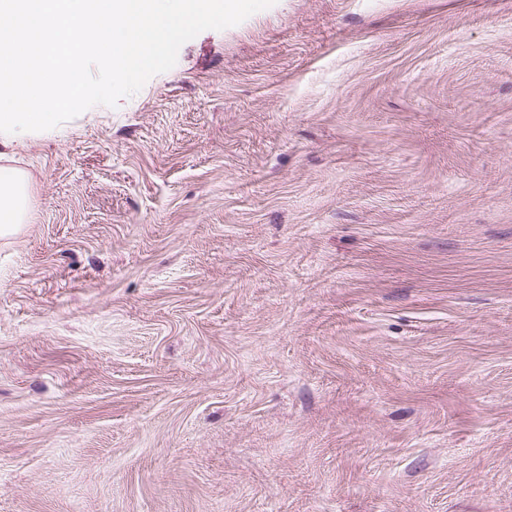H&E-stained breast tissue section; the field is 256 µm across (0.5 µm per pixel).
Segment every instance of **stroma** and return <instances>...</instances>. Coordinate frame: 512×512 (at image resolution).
<instances>
[{
  "instance_id": "35a3bbf8",
  "label": "stroma",
  "mask_w": 512,
  "mask_h": 512,
  "mask_svg": "<svg viewBox=\"0 0 512 512\" xmlns=\"http://www.w3.org/2000/svg\"><path fill=\"white\" fill-rule=\"evenodd\" d=\"M0 165V512H512V0H276ZM27 215V174L18 168L0 166V237L18 232Z\"/></svg>"
}]
</instances>
